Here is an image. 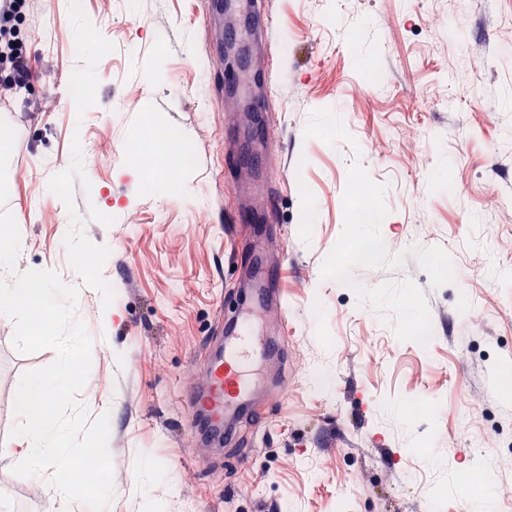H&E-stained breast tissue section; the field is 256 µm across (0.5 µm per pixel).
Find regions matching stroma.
<instances>
[{"mask_svg": "<svg viewBox=\"0 0 512 512\" xmlns=\"http://www.w3.org/2000/svg\"><path fill=\"white\" fill-rule=\"evenodd\" d=\"M266 6L268 43L240 14L254 73L275 81L251 173L263 224L239 220L247 90L212 95L224 19L203 25L205 0H35L18 21L31 76L0 140L27 243L16 269L81 285L92 368L78 398L110 416L107 512H512V0ZM322 109L350 141L306 136ZM148 134L171 151L153 190L128 150ZM356 156L389 186V251L443 248L452 283L433 287L411 256L352 268L348 286L323 278ZM406 278L426 295V346L353 290ZM242 299L260 314V380L219 443L187 390L222 342L218 311ZM12 337L0 318V512H83L54 503L49 474L12 472L20 376L56 357ZM416 401L432 408L408 417Z\"/></svg>", "mask_w": 512, "mask_h": 512, "instance_id": "1", "label": "stroma"}]
</instances>
